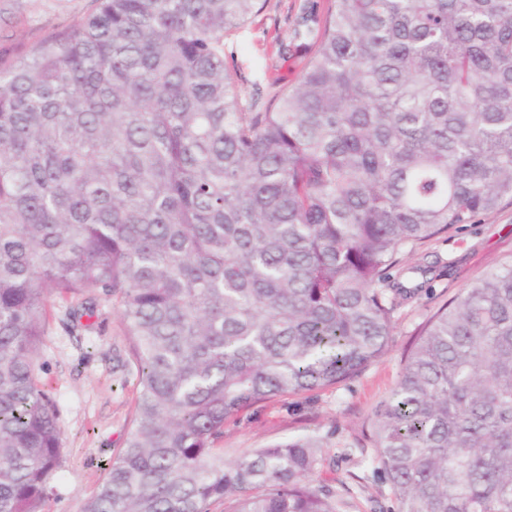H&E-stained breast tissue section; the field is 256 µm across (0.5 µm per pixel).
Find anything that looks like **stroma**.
<instances>
[{
	"mask_svg": "<svg viewBox=\"0 0 512 512\" xmlns=\"http://www.w3.org/2000/svg\"><path fill=\"white\" fill-rule=\"evenodd\" d=\"M328 0H261L251 20L224 41V63L244 103L264 109L272 80L296 83L303 67L283 55L302 7ZM97 0H0V64L24 58L44 39L93 13ZM512 260V201L474 216L449 233L406 248L390 284L412 289L398 300L387 352L345 383L245 407L224 426L216 446L232 461L251 448L318 438L324 462L316 479L344 477L351 489L343 512H397L389 484L374 472L371 419L396 386L406 350L422 324L472 283ZM77 298H54L36 359L40 385L54 401L65 439L43 512H83L105 478L102 462L124 447L139 396L132 343L113 299L99 300L93 329L73 325ZM350 456L337 460L339 449Z\"/></svg>",
	"mask_w": 512,
	"mask_h": 512,
	"instance_id": "35a3bbf8",
	"label": "stroma"
}]
</instances>
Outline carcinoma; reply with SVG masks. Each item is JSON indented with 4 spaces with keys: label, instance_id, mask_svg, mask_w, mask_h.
<instances>
[{
    "label": "carcinoma",
    "instance_id": "carcinoma-1",
    "mask_svg": "<svg viewBox=\"0 0 512 512\" xmlns=\"http://www.w3.org/2000/svg\"><path fill=\"white\" fill-rule=\"evenodd\" d=\"M98 2L0 67V512H43L63 462L55 293L118 300L137 366L83 512H340L317 439L212 445L381 357L398 255L512 199V0H331L263 112L224 68L258 0ZM372 428L398 512H512V262L420 329Z\"/></svg>",
    "mask_w": 512,
    "mask_h": 512
}]
</instances>
